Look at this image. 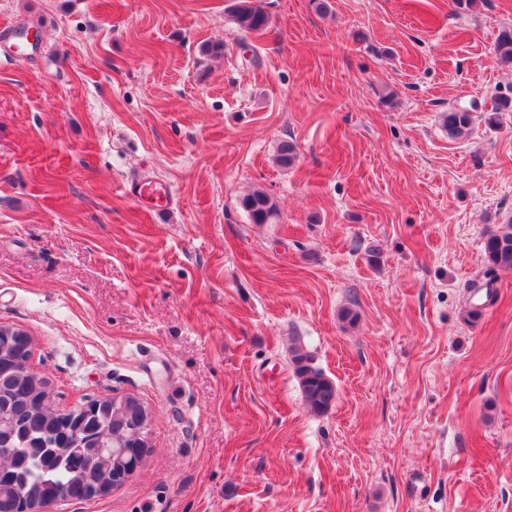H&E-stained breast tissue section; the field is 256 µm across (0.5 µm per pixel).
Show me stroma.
<instances>
[{"label": "stroma", "mask_w": 512, "mask_h": 512, "mask_svg": "<svg viewBox=\"0 0 512 512\" xmlns=\"http://www.w3.org/2000/svg\"><path fill=\"white\" fill-rule=\"evenodd\" d=\"M234 2L0 0L44 47L0 53V323L54 408L151 411L144 467L57 512H512V271L472 292L512 221V0H258L247 34ZM231 21L241 32H257L267 28L269 16L253 0H237L231 12ZM474 122L472 112L467 110L450 109L445 113L444 124L450 136H460L467 133ZM131 193L137 198L152 204L156 209H163L167 206L168 191L161 185L150 182H137L131 187ZM242 205L254 224H270L278 214L276 202L264 189H254L242 199ZM13 337H16L20 344L22 345V349L20 354L13 359L15 364H19L22 369H26L29 367V362L32 356L33 351V342L28 339L26 336H20L17 327L12 325L0 324V343L2 339L6 343H12ZM25 353V355H23ZM291 362L299 380L303 397L311 410L326 412L336 399V386L318 368L312 365L310 355L300 347L291 349Z\"/></svg>", "instance_id": "35a3bbf8"}]
</instances>
